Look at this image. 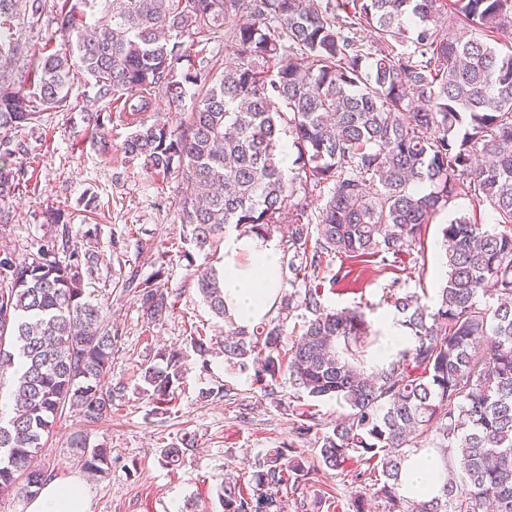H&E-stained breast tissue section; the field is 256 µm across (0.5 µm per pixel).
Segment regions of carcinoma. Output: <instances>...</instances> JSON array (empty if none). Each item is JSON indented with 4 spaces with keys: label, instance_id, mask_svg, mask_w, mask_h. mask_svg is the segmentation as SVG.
Masks as SVG:
<instances>
[{
    "label": "carcinoma",
    "instance_id": "1",
    "mask_svg": "<svg viewBox=\"0 0 512 512\" xmlns=\"http://www.w3.org/2000/svg\"><path fill=\"white\" fill-rule=\"evenodd\" d=\"M19 5L39 21L44 0H0V29ZM232 19L218 72L199 60V34ZM461 22L486 40L455 35ZM57 24L66 41L39 52L30 85L0 86V197L19 187L14 160L30 153L8 132L69 106L74 71L94 80L98 98L124 99L133 116L162 95L171 119L134 124L123 150L150 175L180 178L184 241L215 252L232 229L269 239L288 221L283 258L302 289L276 297L258 323L234 320L224 272L197 275L198 292L229 324L224 359L253 371L265 394L285 380L314 400L344 403L348 413L318 436L319 462L368 463L354 481L375 489L384 512H512V46H498L502 36L512 43V0H62ZM83 119L106 139L112 116ZM284 133L297 150L293 176L282 167ZM312 196L323 199L316 214ZM461 196L488 206L501 230L467 215L442 228L445 285L432 306L393 290L409 345L365 374L370 326L357 309L324 305V274L338 256L398 257ZM45 221L52 234L32 261L0 249V369L26 361L12 414L0 419V494L30 498L52 478L38 456L57 418L70 410L95 423L125 391L120 382L103 389L119 329L85 295L94 254L74 247L64 211ZM159 277L132 270L124 281L153 321L174 307ZM487 294L494 304H481ZM301 309V334L284 353L288 318ZM190 348L207 367L212 339L199 333ZM184 372L180 349L146 361L141 392L165 411ZM318 430L308 415L293 422L299 439ZM194 445L185 433L161 460L174 471ZM70 447L86 470L110 463L81 431ZM413 448L445 465L429 499L399 492ZM310 475L273 448L251 476L253 493L225 478L223 512H283L280 492L297 493Z\"/></svg>",
    "mask_w": 512,
    "mask_h": 512
}]
</instances>
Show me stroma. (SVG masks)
I'll return each instance as SVG.
<instances>
[{"label":"stroma","instance_id":"obj_1","mask_svg":"<svg viewBox=\"0 0 512 512\" xmlns=\"http://www.w3.org/2000/svg\"><path fill=\"white\" fill-rule=\"evenodd\" d=\"M44 5L37 25H29L23 16L13 21L12 33L21 38L26 53L6 67L11 86L32 79V51L47 42L57 46L64 41L55 20L60 0H44ZM70 101V110L43 112L39 122L24 131L33 152L21 161L25 181L0 199V212L9 217L0 246L22 257L36 255L49 230L44 213L51 207L72 214L74 235L96 232L97 269L86 291L122 331L112 354L110 380L123 382L127 391L114 401L111 417L99 424L83 425L71 412L62 415L41 451L46 468L61 480L83 473L80 451L70 445L71 436L82 430L90 445L106 446L112 458L110 472L87 477L91 512H223L218 498L221 480L234 476L248 481L268 450L287 448L316 465V438L296 440L293 416L313 415L326 433L343 407L330 399L312 400L285 383L277 385L273 395H264L248 372L225 361L220 349L212 350L205 366L187 354L184 387L169 415H156L150 400L140 394L141 363L161 351L186 347L189 336L198 332L223 340L226 325L196 286L200 270L221 266L222 261L198 251L184 257V230L176 214L179 180L155 178L126 163L121 145L130 128L120 117L122 102L96 99L92 80L81 72L74 75ZM87 111L113 114L107 142H100L83 122ZM475 211L483 224H492L488 207L463 196L452 199L423 230L420 243L397 262L337 258L333 270L338 279L326 284L325 305L363 311L376 332L382 318L395 312L389 299L393 283L432 303L436 288L446 282L439 264L444 253L441 229L448 220ZM116 232L126 239L117 253L111 247ZM134 269L144 276L163 270L161 283L175 303L164 320H148L133 293L124 288L126 275ZM220 384L230 387L228 397L200 401L201 391ZM186 433L194 434L196 446L186 451L179 469L170 470L161 461V451ZM360 466L354 460L344 470L316 474L304 488L308 512H353V501L362 489L352 474Z\"/></svg>","mask_w":512,"mask_h":512}]
</instances>
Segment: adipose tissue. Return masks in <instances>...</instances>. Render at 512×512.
Instances as JSON below:
<instances>
[{
    "mask_svg": "<svg viewBox=\"0 0 512 512\" xmlns=\"http://www.w3.org/2000/svg\"><path fill=\"white\" fill-rule=\"evenodd\" d=\"M243 252L250 255V265L239 264L238 257ZM280 285V252L273 240L231 237L224 248V300L241 322H258L269 310ZM445 475L444 463L438 455L409 453L403 465L400 491L407 497L434 496ZM27 512H91L83 480L71 477L48 481L30 502Z\"/></svg>",
    "mask_w": 512,
    "mask_h": 512,
    "instance_id": "adipose-tissue-1",
    "label": "adipose tissue"
}]
</instances>
